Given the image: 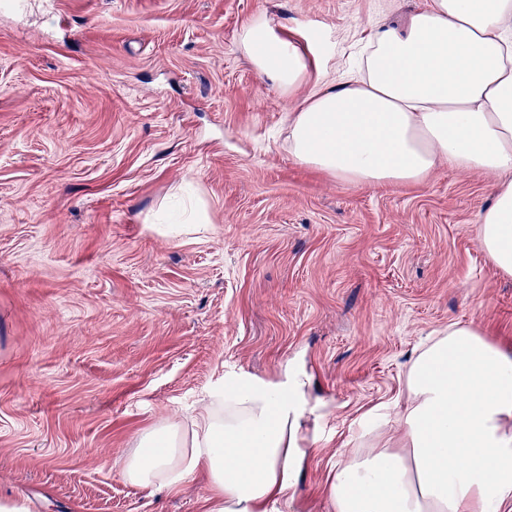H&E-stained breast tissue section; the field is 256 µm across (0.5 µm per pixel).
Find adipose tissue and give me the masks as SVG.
Wrapping results in <instances>:
<instances>
[{
	"instance_id": "adipose-tissue-1",
	"label": "adipose tissue",
	"mask_w": 512,
	"mask_h": 512,
	"mask_svg": "<svg viewBox=\"0 0 512 512\" xmlns=\"http://www.w3.org/2000/svg\"><path fill=\"white\" fill-rule=\"evenodd\" d=\"M238 47L281 91L307 94L288 115V153L356 186L417 185L441 162L494 175L477 239L512 278V0H422L404 28L376 27L358 75L329 80L307 33L247 20ZM299 381L228 378L203 408L138 438L124 462L143 488L203 471V512H277L298 445ZM397 448L340 464L332 512H501L512 504V345L463 323L410 359Z\"/></svg>"
}]
</instances>
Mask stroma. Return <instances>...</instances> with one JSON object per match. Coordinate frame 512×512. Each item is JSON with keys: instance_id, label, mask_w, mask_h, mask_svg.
<instances>
[{"instance_id": "1", "label": "stroma", "mask_w": 512, "mask_h": 512, "mask_svg": "<svg viewBox=\"0 0 512 512\" xmlns=\"http://www.w3.org/2000/svg\"><path fill=\"white\" fill-rule=\"evenodd\" d=\"M420 0H0V502L27 512H202L206 476L130 483L140 433L225 378L305 383L280 512H329L369 413L449 324L512 342V279L477 239L492 176L350 186L286 146L292 100L238 48L262 14L341 77ZM202 231L155 216L176 187Z\"/></svg>"}]
</instances>
